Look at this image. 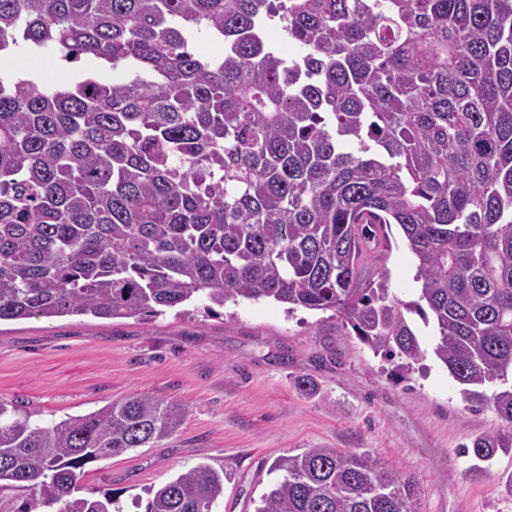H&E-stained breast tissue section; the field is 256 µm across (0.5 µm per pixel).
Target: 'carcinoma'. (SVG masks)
Returning a JSON list of instances; mask_svg holds the SVG:
<instances>
[{
    "instance_id": "obj_1",
    "label": "carcinoma",
    "mask_w": 512,
    "mask_h": 512,
    "mask_svg": "<svg viewBox=\"0 0 512 512\" xmlns=\"http://www.w3.org/2000/svg\"><path fill=\"white\" fill-rule=\"evenodd\" d=\"M20 54L114 76H0V321L325 313L402 376L433 353L494 412L461 445L470 473L512 452V0H0V59ZM394 224L409 300L375 252ZM184 417L138 394L41 425L0 401V512H122L78 495L84 467ZM272 469L254 512H416L413 477L368 451ZM148 494L146 512H217L224 469ZM392 232L393 246L385 261V268L390 274L391 288H394L402 298L409 299L420 285L413 279L415 272L413 256L397 226L392 225Z\"/></svg>"
}]
</instances>
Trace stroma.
<instances>
[{"label": "stroma", "instance_id": "35a3bbf8", "mask_svg": "<svg viewBox=\"0 0 512 512\" xmlns=\"http://www.w3.org/2000/svg\"><path fill=\"white\" fill-rule=\"evenodd\" d=\"M385 261L392 288L413 296V256L401 233ZM313 380L302 393L297 379ZM136 394L174 400L183 425L152 448L88 464L82 495L114 492L125 512L135 497L202 462L223 469L220 512H254L280 479L274 460L307 448H361L414 477L417 512H512L500 487L512 454L482 477L468 474L462 444L493 429L492 411L472 412L434 357L408 380L338 322L274 302L220 314L169 311L148 320L73 315L0 322V400L53 424Z\"/></svg>", "mask_w": 512, "mask_h": 512}]
</instances>
